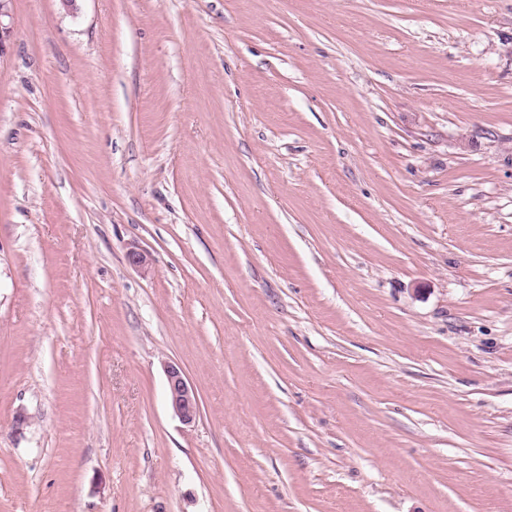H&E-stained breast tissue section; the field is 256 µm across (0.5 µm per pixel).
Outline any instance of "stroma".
<instances>
[{
	"mask_svg": "<svg viewBox=\"0 0 512 512\" xmlns=\"http://www.w3.org/2000/svg\"><path fill=\"white\" fill-rule=\"evenodd\" d=\"M1 22L0 512H512V0ZM167 396L174 414L184 423L192 424L199 412L196 392L181 367L175 363L165 364Z\"/></svg>",
	"mask_w": 512,
	"mask_h": 512,
	"instance_id": "35a3bbf8",
	"label": "stroma"
}]
</instances>
